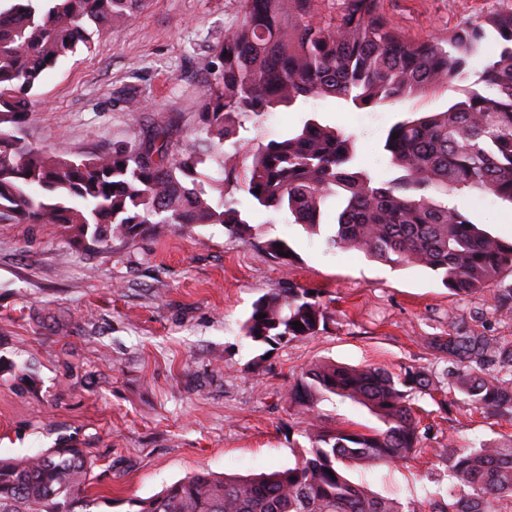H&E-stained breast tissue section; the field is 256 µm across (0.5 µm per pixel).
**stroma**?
<instances>
[{"label":"stroma","mask_w":512,"mask_h":512,"mask_svg":"<svg viewBox=\"0 0 512 512\" xmlns=\"http://www.w3.org/2000/svg\"><path fill=\"white\" fill-rule=\"evenodd\" d=\"M408 38L445 37L465 22L512 9V0H381ZM239 16V0H150L135 21L96 39L46 70L38 107L23 135L65 157L135 142L166 129L174 149L193 145L198 101L210 78L212 47ZM363 110L337 98L298 109L242 117L250 144L280 138L311 117L357 137L359 167L395 177L382 150L389 128L445 110L460 85ZM134 94L147 109L123 103ZM457 204L494 236L512 241V206L473 193ZM336 210L317 234L286 217L249 208L251 238L220 224L148 229L135 240L86 249L67 230L0 223V457L51 448L66 434L96 449L89 488L101 512H128L187 475L206 470L241 476L294 466L318 426L367 432L379 420L336 396L316 418L285 395L316 361L421 367L441 376L435 343L456 322L512 340V316L491 315V292L454 295L432 272L392 265L333 246ZM294 256H272L268 240ZM318 293L332 319L310 338L260 344L242 325L261 296L287 285ZM26 366L28 378L14 369ZM447 406L419 396L428 437L397 466L363 463L349 478L383 497L429 512L447 495L458 449L512 435V419L477 411L459 392Z\"/></svg>","instance_id":"35a3bbf8"}]
</instances>
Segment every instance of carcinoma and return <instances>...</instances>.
I'll return each mask as SVG.
<instances>
[{
    "mask_svg": "<svg viewBox=\"0 0 512 512\" xmlns=\"http://www.w3.org/2000/svg\"><path fill=\"white\" fill-rule=\"evenodd\" d=\"M316 2L241 0V17L213 45L197 149L175 151L156 133L73 158L21 137L41 75L136 19L148 0H15L0 9V222L62 226L73 241L95 247L132 240L147 225L222 224L249 238L254 227L235 196L243 191L256 207L315 234L334 198L333 245L425 268L456 295L494 286V312L511 315L512 285L501 274L512 270V242L479 228L455 197L478 192L512 205V11L476 17L446 38L412 40L387 20L380 0H343L326 15ZM489 31L500 50L482 58ZM477 61L483 88L388 130L383 150L397 171L390 180L358 168L353 135L315 118L248 149L236 140L245 113L323 97L375 107L465 78ZM208 161L218 177L198 171ZM33 186L40 196L29 193ZM329 320L318 295L291 284L261 296L243 332L272 343L316 336ZM439 346L452 357L443 370L448 389L483 414L512 417L511 340L455 326ZM438 391L440 381L418 369L396 375L314 364L289 390L290 406L312 412L332 394L367 407L384 428H316L293 467L250 476L198 472L129 505L135 512H415L350 481L344 468L406 462L424 438L412 395ZM94 465L92 451L69 436L44 453L0 458V512H93L101 505L88 494ZM504 495L512 496V436L460 449L449 470L451 502L432 512H491Z\"/></svg>",
    "mask_w": 512,
    "mask_h": 512,
    "instance_id": "1",
    "label": "carcinoma"
}]
</instances>
